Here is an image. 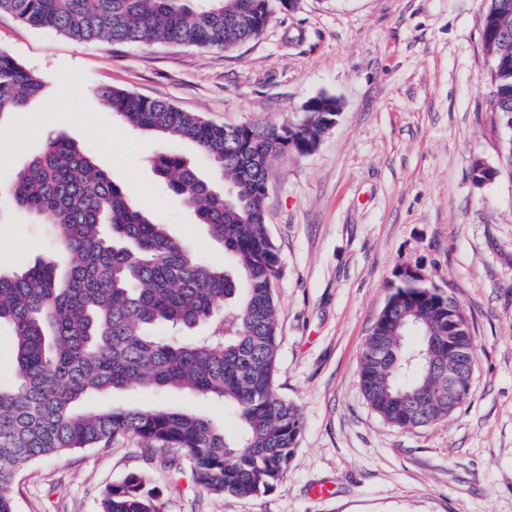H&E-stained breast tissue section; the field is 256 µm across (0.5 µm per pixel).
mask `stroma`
I'll list each match as a JSON object with an SVG mask.
<instances>
[{
	"label": "stroma",
	"mask_w": 512,
	"mask_h": 512,
	"mask_svg": "<svg viewBox=\"0 0 512 512\" xmlns=\"http://www.w3.org/2000/svg\"><path fill=\"white\" fill-rule=\"evenodd\" d=\"M485 0H297L255 39L224 48L77 41L0 15V49L45 93L0 119V185L36 156L45 133L76 140L112 179L142 185V207L193 243L202 262L224 249L151 160L196 147L130 127L96 94L112 86L160 98L224 126L297 122L311 97L340 114L319 148L270 165L266 226L280 258L277 392L301 412L287 475L238 498L196 485L181 451L131 436L34 462L16 477L15 512H100L104 490L137 473L162 512H512V131L492 110L482 39ZM497 169L477 183L475 164ZM57 227L0 216V271L54 257ZM401 265L449 290L475 340L472 389L447 419L400 429L359 382L361 355ZM100 407L174 406L241 429L223 400L182 391L115 390Z\"/></svg>",
	"instance_id": "1"
}]
</instances>
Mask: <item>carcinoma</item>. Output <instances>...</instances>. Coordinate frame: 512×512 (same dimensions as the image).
<instances>
[{"mask_svg":"<svg viewBox=\"0 0 512 512\" xmlns=\"http://www.w3.org/2000/svg\"><path fill=\"white\" fill-rule=\"evenodd\" d=\"M284 0H0L32 29L52 28L78 41L234 47L258 37ZM512 17L487 3L482 38L492 52V111L512 130V53L499 54L496 29ZM40 76L0 49V118L42 94ZM133 127L193 143L223 182L210 181L182 157L162 154L152 166L169 192L190 206L222 244L230 274L195 258L133 205L75 141L49 135L43 150L17 171L11 205L60 225L57 258L21 274L0 273V329L15 343L14 381L0 382V512H15L9 489L25 467L119 435L145 448L182 450L196 484L217 494L269 493L288 473L303 420L275 389L280 256L265 224L264 182L278 156H304L328 131L336 99L320 97L300 131L230 129L172 103L131 91H97ZM454 297L429 283L396 278L362 353L360 384L369 406L402 429L445 420L469 393L448 383L454 369L469 380L475 342L448 355V311ZM212 323V335L180 331ZM118 389L183 390L218 397L242 423L232 442L211 419L170 407L99 408L88 401ZM100 512H161L145 477L130 474L108 487Z\"/></svg>","mask_w":512,"mask_h":512,"instance_id":"cac0c4a2","label":"carcinoma"}]
</instances>
